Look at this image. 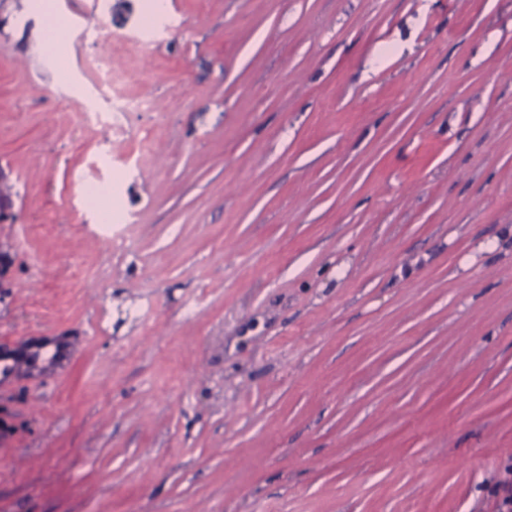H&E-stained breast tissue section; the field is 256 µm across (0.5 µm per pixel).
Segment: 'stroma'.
<instances>
[{
  "mask_svg": "<svg viewBox=\"0 0 512 512\" xmlns=\"http://www.w3.org/2000/svg\"><path fill=\"white\" fill-rule=\"evenodd\" d=\"M1 342L0 512H500L512 0H0Z\"/></svg>",
  "mask_w": 512,
  "mask_h": 512,
  "instance_id": "35a3bbf8",
  "label": "stroma"
}]
</instances>
